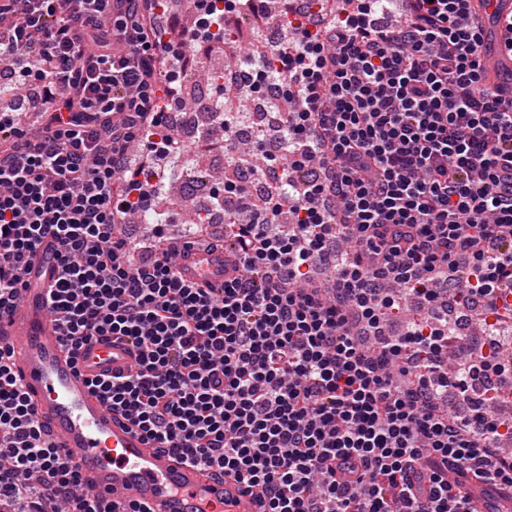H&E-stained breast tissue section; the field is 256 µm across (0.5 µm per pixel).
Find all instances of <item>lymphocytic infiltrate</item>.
<instances>
[{"label":"lymphocytic infiltrate","instance_id":"obj_1","mask_svg":"<svg viewBox=\"0 0 512 512\" xmlns=\"http://www.w3.org/2000/svg\"><path fill=\"white\" fill-rule=\"evenodd\" d=\"M0 0V67L21 96L0 111V313L58 241L49 307L72 355L99 336L138 352L91 389L158 447L230 472L260 512H476L473 491L512 502V417L468 378L512 372L496 349L447 376V287L512 333V102L483 77L469 0H343L303 13L295 38L237 65L236 85L283 111L258 129L207 202L237 242L215 294L179 278L166 222L148 259L116 228L156 211L186 148L238 154L239 124L186 144L170 111L186 75L228 49L254 0ZM269 181L254 198L252 181ZM0 348V512H115L37 422Z\"/></svg>","mask_w":512,"mask_h":512}]
</instances>
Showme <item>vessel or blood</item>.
<instances>
[{"mask_svg": "<svg viewBox=\"0 0 512 512\" xmlns=\"http://www.w3.org/2000/svg\"><path fill=\"white\" fill-rule=\"evenodd\" d=\"M488 17L483 66L503 92L512 91V54L499 46L497 18L512 15V0H473ZM56 242L44 237L31 259L30 286L7 314L0 316V344L15 348V367L39 421L57 446L81 468L89 489L113 501L128 499L147 512H259L254 494L234 476L181 461L148 441L129 420L110 412L88 383L93 376L125 375L135 365L133 348L118 339H99L72 358L48 299L57 277ZM229 243L180 249L178 275L220 291L231 274Z\"/></svg>", "mask_w": 512, "mask_h": 512, "instance_id": "obj_1", "label": "vessel or blood"}]
</instances>
